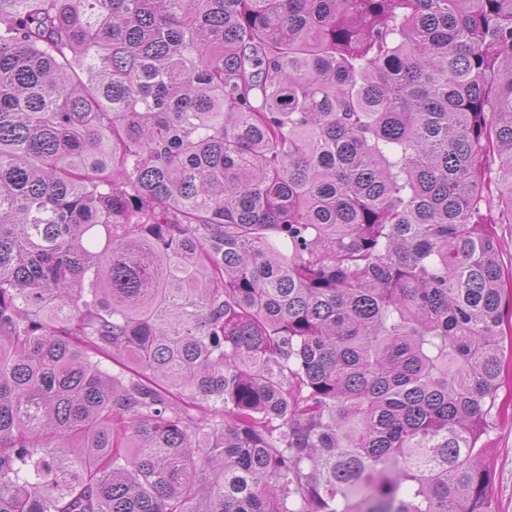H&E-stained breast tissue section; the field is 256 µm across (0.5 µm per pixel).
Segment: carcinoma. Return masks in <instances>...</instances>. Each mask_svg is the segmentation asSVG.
Segmentation results:
<instances>
[{"label":"carcinoma","mask_w":512,"mask_h":512,"mask_svg":"<svg viewBox=\"0 0 512 512\" xmlns=\"http://www.w3.org/2000/svg\"><path fill=\"white\" fill-rule=\"evenodd\" d=\"M512 0H0V512H495Z\"/></svg>","instance_id":"obj_1"}]
</instances>
